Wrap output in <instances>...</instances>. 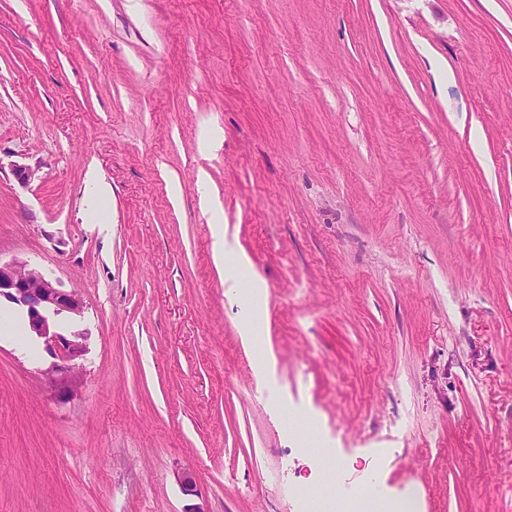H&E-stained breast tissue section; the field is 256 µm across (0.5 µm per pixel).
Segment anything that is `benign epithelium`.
<instances>
[{
    "instance_id": "obj_1",
    "label": "benign epithelium",
    "mask_w": 512,
    "mask_h": 512,
    "mask_svg": "<svg viewBox=\"0 0 512 512\" xmlns=\"http://www.w3.org/2000/svg\"><path fill=\"white\" fill-rule=\"evenodd\" d=\"M0 300L25 314L30 335L43 340L50 358L45 374L60 386L59 395H66V385L79 368L78 360L86 348L84 334L62 330L59 320L83 313L82 296L25 262L0 260Z\"/></svg>"
}]
</instances>
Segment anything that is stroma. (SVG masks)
<instances>
[{
    "label": "stroma",
    "instance_id": "obj_1",
    "mask_svg": "<svg viewBox=\"0 0 512 512\" xmlns=\"http://www.w3.org/2000/svg\"><path fill=\"white\" fill-rule=\"evenodd\" d=\"M0 259V512H512V0H0ZM2 299L25 314L31 336L43 340L51 359L45 374L60 386L66 385L79 368L78 360L86 352L81 332H65L59 326L63 317L81 316L85 303L75 289L62 288L41 271L25 262L0 259V304Z\"/></svg>",
    "mask_w": 512,
    "mask_h": 512
}]
</instances>
